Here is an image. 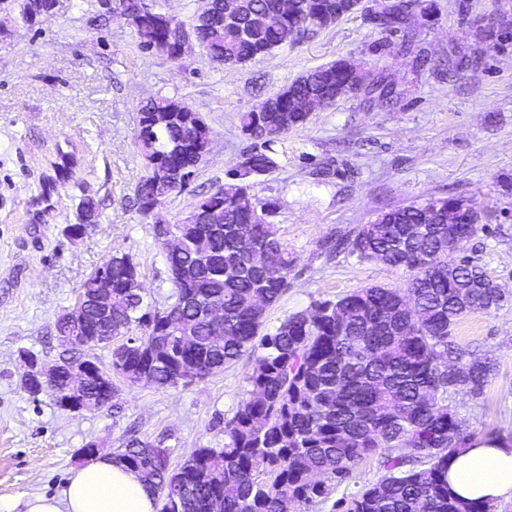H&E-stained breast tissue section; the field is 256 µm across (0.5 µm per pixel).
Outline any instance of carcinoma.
<instances>
[{"label": "carcinoma", "instance_id": "carcinoma-1", "mask_svg": "<svg viewBox=\"0 0 512 512\" xmlns=\"http://www.w3.org/2000/svg\"><path fill=\"white\" fill-rule=\"evenodd\" d=\"M30 20L52 0H16ZM338 0H290L278 19L280 0H232L244 25L237 41L217 23L197 24L139 13L127 0L117 18L133 28L140 50L171 47L172 35L194 29L207 57L221 65L243 64L283 46L286 31L298 37L322 27ZM419 0H403L400 11L380 24L408 32ZM349 84L365 98H390L395 89L380 75L351 70L345 60L303 72L276 94L290 111L289 129L307 121L297 111L304 102H336V89ZM135 144L144 175L135 205L146 215L153 192V169L196 173L210 153L213 131L187 102L169 97L140 101ZM280 112L240 115L251 149L230 170L228 180L203 195L172 225L181 248L164 251L174 285L165 307L145 302L138 265L115 252L80 285L78 303L87 310L81 326L58 316L63 348L57 364L60 396L68 368L78 361L77 337L112 328L114 373L130 384L160 388L188 386L224 369L246 353L254 356L248 377L251 396L224 423V447L196 448L173 468L161 444L129 439L116 454L153 492L157 512H297L326 498L332 486L350 479L354 468L375 455L386 475L362 488L345 512H493L489 502L464 501L448 487V461L469 445L448 396L466 390L476 396L492 371L488 357L460 348L452 331L461 318L489 313L505 298L500 288H484L488 274L458 256L463 242L484 225L470 223L459 203L488 214L473 197H430L386 209L362 224L349 242L361 262L383 264L408 274L407 286L372 285L283 319L262 333L269 307L288 289L293 253L278 234L275 207L258 202L256 179L278 167ZM96 220L98 203L79 204V223L70 237L84 234L86 218ZM265 261L256 264L255 254ZM112 281V315L96 301L101 275ZM224 308L219 323L212 305ZM141 334L130 336L133 329Z\"/></svg>", "mask_w": 512, "mask_h": 512}]
</instances>
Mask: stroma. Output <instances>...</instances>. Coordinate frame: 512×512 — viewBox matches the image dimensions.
<instances>
[{"label":"stroma","mask_w":512,"mask_h":512,"mask_svg":"<svg viewBox=\"0 0 512 512\" xmlns=\"http://www.w3.org/2000/svg\"><path fill=\"white\" fill-rule=\"evenodd\" d=\"M421 3L410 41L355 13L268 55L221 66L199 50L178 61L139 50L133 27L103 18L100 0H59L55 16L35 24L14 0H0V512H26L31 495L57 494L90 442L112 456L129 436L160 439L175 464L192 449L223 447L225 421L250 396L252 355L187 387L131 385L116 375L112 405L77 413L52 393L23 391L19 353L58 360L57 316L114 252L139 264L148 301L170 302L163 252L134 204L144 174L135 146L143 98L185 100L213 131L205 163L163 204L174 224L197 195L224 184L248 150L240 113L340 59L383 73L396 94L348 95L275 144L279 167L261 177L256 196L275 205L273 221L295 266L265 329L365 286L404 287V271L328 253L331 240L381 209L431 196L484 199L491 219L461 253L501 285L505 300L462 319L453 336L495 369L482 394L460 391L448 402L472 442L512 441V34L484 38L500 15L512 17V0ZM464 56L479 62L449 67ZM322 168L328 176L317 177ZM87 197L98 201L99 219L68 238L65 228L77 223ZM383 475L368 459L303 512H342L339 500Z\"/></svg>","instance_id":"stroma-1"}]
</instances>
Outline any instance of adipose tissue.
Wrapping results in <instances>:
<instances>
[{
	"mask_svg": "<svg viewBox=\"0 0 512 512\" xmlns=\"http://www.w3.org/2000/svg\"><path fill=\"white\" fill-rule=\"evenodd\" d=\"M448 485L465 500L512 498V443L481 442L455 454ZM26 512H155V501L136 474L103 456L74 470L58 495H32Z\"/></svg>",
	"mask_w": 512,
	"mask_h": 512,
	"instance_id": "1",
	"label": "adipose tissue"
}]
</instances>
